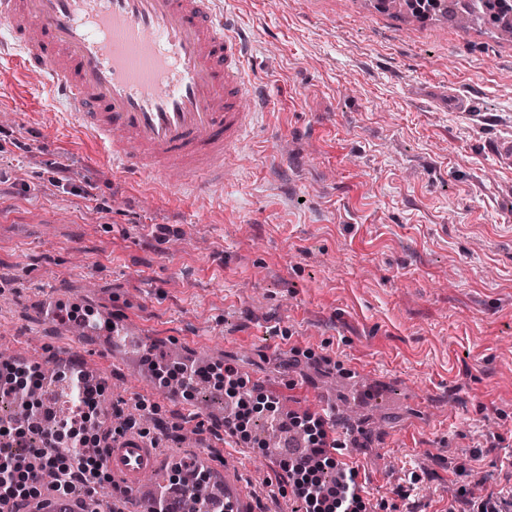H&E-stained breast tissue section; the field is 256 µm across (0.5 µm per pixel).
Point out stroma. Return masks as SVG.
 Listing matches in <instances>:
<instances>
[{
	"mask_svg": "<svg viewBox=\"0 0 512 512\" xmlns=\"http://www.w3.org/2000/svg\"><path fill=\"white\" fill-rule=\"evenodd\" d=\"M363 2L229 0L267 109L221 196L114 175L60 103L0 69V347L39 363L79 352L107 401L172 415L157 482L196 459L198 433L223 465V392L200 387L203 412L166 402L106 351L45 337L33 298L111 307L159 355L213 346L293 404L334 385L369 439L353 455L370 512H448L459 487L476 506L512 487V168L495 157L512 137V43ZM460 91L471 111L449 108ZM261 440L234 450L246 489L304 512Z\"/></svg>",
	"mask_w": 512,
	"mask_h": 512,
	"instance_id": "35a3bbf8",
	"label": "stroma"
}]
</instances>
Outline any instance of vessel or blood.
Listing matches in <instances>:
<instances>
[{"label": "vessel or blood", "mask_w": 512, "mask_h": 512, "mask_svg": "<svg viewBox=\"0 0 512 512\" xmlns=\"http://www.w3.org/2000/svg\"><path fill=\"white\" fill-rule=\"evenodd\" d=\"M220 0H0V55L60 99L100 141L114 172L210 190L259 129L247 110L257 84L244 39ZM104 464L137 512H152L147 482L164 470L153 442L107 441ZM38 512H79L74 496H42ZM224 512H254L232 466Z\"/></svg>", "instance_id": "b4317fda"}]
</instances>
